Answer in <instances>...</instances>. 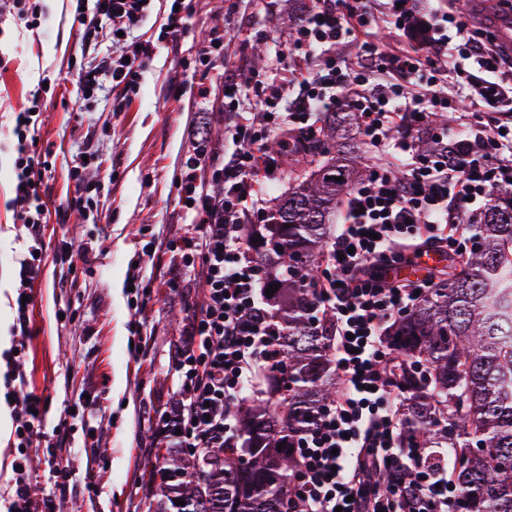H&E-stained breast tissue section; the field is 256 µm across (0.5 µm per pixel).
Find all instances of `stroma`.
<instances>
[{"mask_svg":"<svg viewBox=\"0 0 512 512\" xmlns=\"http://www.w3.org/2000/svg\"><path fill=\"white\" fill-rule=\"evenodd\" d=\"M41 3L47 12L33 29L0 4V329L13 321L24 252L9 205L15 175L7 147L15 113L34 103L33 148L48 164L39 190L49 217L41 273L27 288L21 390L42 398L45 432L66 427L77 474L65 487L50 483L45 441L34 439L27 450L31 493L52 496L54 512H147L152 488L143 473L166 445L155 412L179 401L175 357L205 288L200 275L177 273L169 250L192 221L179 199L184 161L194 146L225 141L217 116L225 76L242 82L259 70L280 82L307 67L294 40L311 0H183L173 29V0H152L114 42L84 37L77 21L83 0ZM214 36L224 41L221 55L201 59ZM139 44L149 51L136 94L123 98L107 80L95 98H82V68ZM279 46L288 50L287 65L275 56ZM336 125L327 150L373 165L356 117L337 111ZM86 151L102 161L84 172L101 185L96 222L70 204L77 194L71 169ZM65 247L73 253L69 269L59 261ZM133 276L139 286L132 290ZM85 393L97 403L80 406Z\"/></svg>","mask_w":512,"mask_h":512,"instance_id":"obj_1","label":"stroma"}]
</instances>
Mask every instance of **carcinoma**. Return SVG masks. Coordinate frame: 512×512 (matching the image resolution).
<instances>
[{
  "mask_svg": "<svg viewBox=\"0 0 512 512\" xmlns=\"http://www.w3.org/2000/svg\"><path fill=\"white\" fill-rule=\"evenodd\" d=\"M292 149L314 158L322 142L303 136ZM359 173L356 159L333 155L294 178L270 222L249 225V248L279 285L266 301L283 329L286 370L243 409L240 447L204 458L165 449L149 512H286L292 438L336 398L332 327L308 285L323 264L330 216ZM473 233L459 271L396 322L389 342L409 401L404 433L421 448L451 449L463 512H512V341L503 331L512 319V189L498 191Z\"/></svg>",
  "mask_w": 512,
  "mask_h": 512,
  "instance_id": "cac0c4a2",
  "label": "carcinoma"
}]
</instances>
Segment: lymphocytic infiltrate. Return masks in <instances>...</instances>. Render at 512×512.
Wrapping results in <instances>:
<instances>
[{"instance_id": "f902f5d3", "label": "lymphocytic infiltrate", "mask_w": 512, "mask_h": 512, "mask_svg": "<svg viewBox=\"0 0 512 512\" xmlns=\"http://www.w3.org/2000/svg\"><path fill=\"white\" fill-rule=\"evenodd\" d=\"M150 0H92L81 22L95 38L102 20L126 31L144 16ZM396 30L417 35L420 46L390 49L368 40L377 14ZM492 34L473 30L454 14L420 11L418 0H314L297 31L312 61L291 84L253 75L226 79L224 122L231 148H210L207 159L188 158L181 188L196 217L180 238L178 269L202 274L206 290L186 324L187 346L174 366L180 401L160 413L158 434L192 454L235 448L241 442L237 410L258 388L264 372L284 360L282 330L262 300L266 270L246 243L248 225L269 220L262 195L264 173L275 158L271 137L299 130L314 135V113L347 101L377 163L349 193L346 217L326 249L313 288L317 307L334 325L328 352L337 394L301 433L293 454L288 512H450L460 495L448 476L449 452L408 447L393 408L400 389L390 375L395 354L385 331L435 286L408 283L387 269L428 250L459 257L475 238L466 221L495 187H512V67ZM355 43L356 62L337 60V44ZM141 50L105 57L88 67L82 90L103 79L134 88ZM461 74L464 101L478 105L465 130L429 127L430 114L452 110L443 84ZM251 96L253 110L240 106ZM30 112L15 116V201L28 253L19 280L41 268L45 203L33 181L46 164L29 151ZM429 148L418 149L420 136ZM42 400L15 398L13 446L18 453L11 492L0 512H51L50 499L35 502L25 454L43 436Z\"/></svg>"}]
</instances>
